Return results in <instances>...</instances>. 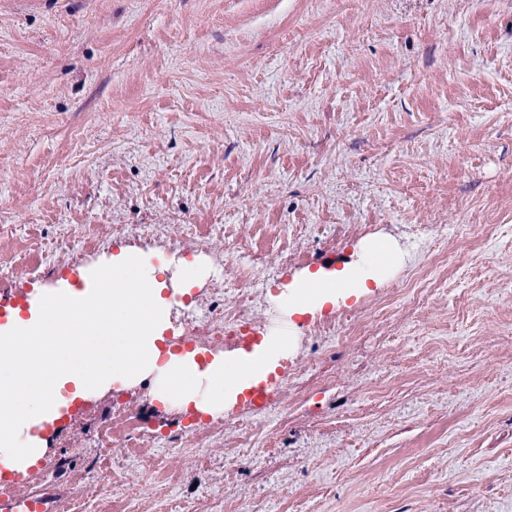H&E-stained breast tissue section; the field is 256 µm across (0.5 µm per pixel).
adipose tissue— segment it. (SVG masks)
<instances>
[{"label": "adipose tissue", "mask_w": 512, "mask_h": 512, "mask_svg": "<svg viewBox=\"0 0 512 512\" xmlns=\"http://www.w3.org/2000/svg\"><path fill=\"white\" fill-rule=\"evenodd\" d=\"M364 263L304 272L276 305L285 317L321 309L364 293L403 255L380 239L367 244ZM147 257L123 253L96 271L87 291L35 303L28 319L0 326V464L34 465L44 441L37 431L58 416L67 393L102 394L152 378L160 401L178 398L216 416L225 402L265 380L289 340L268 335L253 353L199 365L195 353L161 356L157 342L167 325L169 300Z\"/></svg>", "instance_id": "obj_1"}]
</instances>
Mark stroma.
<instances>
[{"label":"stroma","mask_w":512,"mask_h":512,"mask_svg":"<svg viewBox=\"0 0 512 512\" xmlns=\"http://www.w3.org/2000/svg\"><path fill=\"white\" fill-rule=\"evenodd\" d=\"M89 224L97 266L235 254L209 272L264 333L303 271L404 259L295 316L205 446L147 378L82 400L33 486L91 475L120 403L157 432L151 467L112 451L143 512H512V0H0V238L36 228L58 283Z\"/></svg>","instance_id":"obj_1"}]
</instances>
